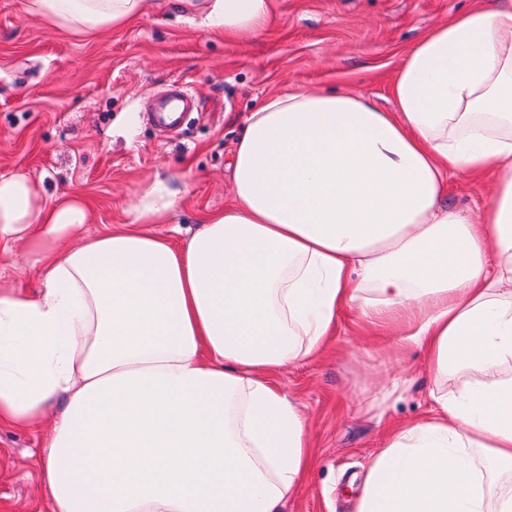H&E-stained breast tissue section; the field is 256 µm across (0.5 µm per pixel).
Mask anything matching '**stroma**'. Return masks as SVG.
I'll return each instance as SVG.
<instances>
[{
	"label": "stroma",
	"mask_w": 512,
	"mask_h": 512,
	"mask_svg": "<svg viewBox=\"0 0 512 512\" xmlns=\"http://www.w3.org/2000/svg\"><path fill=\"white\" fill-rule=\"evenodd\" d=\"M512 0H272L266 27L230 41L160 0L147 15L92 39L42 25L27 0H0V174L23 173L47 201L79 196L88 233L123 224L155 182L176 190V242L233 196L227 166L242 125L271 94L350 85L378 109L394 103L390 82L402 53L425 32L474 6ZM186 83L198 112L163 135L149 103L173 81ZM493 176L448 178V199L477 212ZM0 281L33 294L41 280L29 246L0 248ZM390 337H370L355 313L342 315L326 350L287 368L276 384L309 420L315 465L287 512H352L353 478L381 449L386 410L423 415L432 386L422 353L397 354ZM408 388L394 400L391 384ZM41 418L27 430L0 427V512H49L38 488Z\"/></svg>",
	"instance_id": "obj_1"
}]
</instances>
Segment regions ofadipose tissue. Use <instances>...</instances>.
Wrapping results in <instances>:
<instances>
[{"label": "adipose tissue", "mask_w": 512, "mask_h": 512, "mask_svg": "<svg viewBox=\"0 0 512 512\" xmlns=\"http://www.w3.org/2000/svg\"><path fill=\"white\" fill-rule=\"evenodd\" d=\"M151 0H29L91 36ZM209 30H260L271 0H175ZM394 111L299 89L252 112L233 198L185 245L155 183L129 223L88 235L79 197L46 205L0 175V241H27L37 297L0 289V425L42 416L51 512H284L313 459L273 373L318 355L340 313L401 325L430 408L392 426L354 512H512V8L428 30L392 79ZM497 174L477 221L448 177Z\"/></svg>", "instance_id": "1"}]
</instances>
